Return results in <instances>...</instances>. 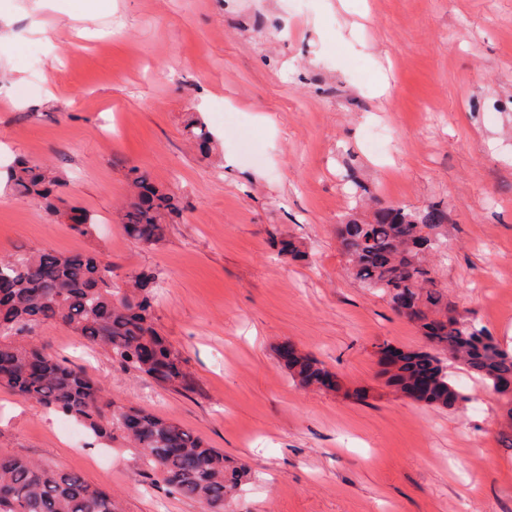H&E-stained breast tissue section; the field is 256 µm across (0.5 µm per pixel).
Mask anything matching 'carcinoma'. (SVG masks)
Returning <instances> with one entry per match:
<instances>
[{"label": "carcinoma", "instance_id": "obj_1", "mask_svg": "<svg viewBox=\"0 0 512 512\" xmlns=\"http://www.w3.org/2000/svg\"><path fill=\"white\" fill-rule=\"evenodd\" d=\"M187 128L200 150L208 152L211 135L205 126L192 120ZM130 174L133 195L120 209V221L131 241L150 247L165 236L172 196L148 171L132 167ZM7 184L15 194L57 212L51 196L62 182L55 168L20 162L9 171ZM65 217L74 231L90 232L93 219L84 210L73 207ZM447 222V212L437 205L418 211L380 205L369 220L351 217L336 225L352 277L386 296L395 312L408 309L407 319L431 345L429 351L411 352L388 347L390 357L381 361L386 385L438 408L471 400L453 379V361L495 393L506 397L512 392V348L458 311L424 255L439 251ZM154 279L151 273L135 274L132 288L124 291L114 286L112 262L95 255L41 250L0 257V386L82 424L97 438L112 437L114 427L121 430L169 492L199 503L202 512H228L248 480L246 467L172 421L114 406L83 370L59 363L42 345L26 348L13 340L40 324L59 323L123 367L162 386L190 391L193 379L185 360L154 326ZM278 356L303 387L324 386L334 376L309 355L283 349ZM503 418L500 440L512 448V400ZM0 512H117V505L111 493L75 472L0 455Z\"/></svg>", "mask_w": 512, "mask_h": 512}]
</instances>
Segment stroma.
Segmentation results:
<instances>
[{"label":"stroma","instance_id":"obj_1","mask_svg":"<svg viewBox=\"0 0 512 512\" xmlns=\"http://www.w3.org/2000/svg\"><path fill=\"white\" fill-rule=\"evenodd\" d=\"M0 17V171L55 166L60 209L94 219L78 234L0 182V257L94 254L119 285L153 272L157 329L195 388L159 386L60 324L19 343L246 463L234 512H512L497 394L459 366L460 408L391 392L375 345L426 340L350 276L335 233L374 198L445 208L437 277L512 348V0H0ZM133 166L178 201L152 248L115 218ZM288 238L305 259L280 254ZM285 344L343 392L294 382ZM0 454L76 471L120 512H200L120 432L95 439L4 387Z\"/></svg>","mask_w":512,"mask_h":512}]
</instances>
